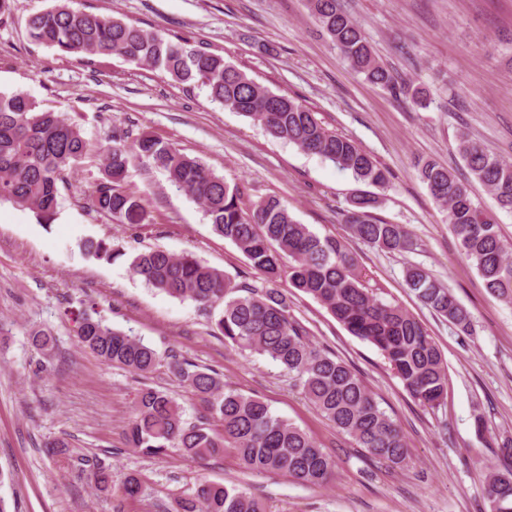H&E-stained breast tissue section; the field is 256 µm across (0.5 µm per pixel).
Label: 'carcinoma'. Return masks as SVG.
<instances>
[{
    "mask_svg": "<svg viewBox=\"0 0 512 512\" xmlns=\"http://www.w3.org/2000/svg\"><path fill=\"white\" fill-rule=\"evenodd\" d=\"M69 2L57 0L30 15L29 38L62 56L115 54L130 63L148 65L176 83L205 88L211 101L252 119L273 138L351 172L358 181L372 185L387 181V171L355 141L327 129L316 112L295 98L270 92L223 56L187 39H172L74 8ZM309 8L354 73L428 106L425 89L398 83L377 60L339 0H309ZM458 152L467 170L465 177L434 161L419 165L418 176L435 201L446 207L449 229L488 292L512 301V255L499 225L474 202L472 193L477 183L500 209L512 212V163L488 152L464 132L459 134ZM92 154L102 157V176L89 192L96 212L130 227L148 223L144 197L128 191L126 185L138 167L160 169L202 207L213 232L246 257L262 276V285L240 286L189 252L175 256L160 248L131 256L129 268L134 276L170 297L193 302L224 336V346L249 350L280 364L314 409L365 449L368 457L392 468L413 464L399 425L380 408L360 373L309 339L305 327L290 314L288 296L276 288L279 280L288 278L293 288L323 305L352 335L374 345L415 401L430 408L440 405L447 385L441 350L414 315L382 299L369 285L346 244L318 236L276 197L260 199L243 210L239 186H229L202 158L186 155L158 138L143 134L130 141L127 134L115 133L111 144L98 147L83 136L78 124L40 109L27 95L0 92V200L26 206L49 224L57 215L58 184ZM376 205L373 195L355 196V204L344 214L353 235L388 252L411 250L413 241L403 225L371 215ZM83 250L107 261L127 254L117 240H87ZM406 282L424 306L460 332L469 333L470 312L425 269L408 267ZM30 338L41 352L54 348V338L45 330L31 331ZM77 338L102 363L141 376L163 361L142 339L114 330L86 311L78 315ZM167 366L175 378L207 399L222 433L185 420L175 399L144 386L135 395L124 430L130 447L155 456L176 448L199 461L222 456L229 448L253 471L286 475L310 487L334 480V461L310 435L274 415L259 397L228 387L216 373L175 355L169 356ZM113 493L135 498L140 481L130 475ZM486 495L490 512H512V465L489 471ZM176 505V512H264L262 501L245 490L208 480Z\"/></svg>",
    "mask_w": 512,
    "mask_h": 512,
    "instance_id": "carcinoma-1",
    "label": "carcinoma"
}]
</instances>
